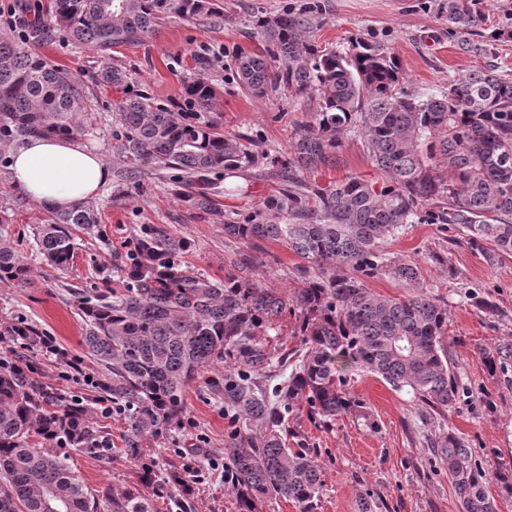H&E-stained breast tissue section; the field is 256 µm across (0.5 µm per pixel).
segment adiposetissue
Instances as JSON below:
<instances>
[{"mask_svg": "<svg viewBox=\"0 0 512 512\" xmlns=\"http://www.w3.org/2000/svg\"><path fill=\"white\" fill-rule=\"evenodd\" d=\"M11 184L37 203L66 210L91 197L110 177L101 156L66 137H29L11 154Z\"/></svg>", "mask_w": 512, "mask_h": 512, "instance_id": "1", "label": "adipose tissue"}]
</instances>
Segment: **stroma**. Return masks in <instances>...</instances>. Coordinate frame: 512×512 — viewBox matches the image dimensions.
Segmentation results:
<instances>
[{"label":"stroma","instance_id":"1","mask_svg":"<svg viewBox=\"0 0 512 512\" xmlns=\"http://www.w3.org/2000/svg\"><path fill=\"white\" fill-rule=\"evenodd\" d=\"M284 0H218V13L207 19L172 17L156 34L102 53L78 46L63 36L33 44L32 49L56 65L96 75L102 62L124 68L136 89L155 101L183 98L187 83L208 78L219 94L208 112L224 133L248 138L264 161L240 184H227L215 198L217 214L191 209L175 193L169 179L143 169L138 184L110 178L90 202L99 206L100 227L107 241L82 238L72 266L58 271L34 250L33 229L48 217L42 204L11 185L0 167V236L11 241L33 265L28 288L0 284V319L36 324L59 351L32 359L39 383L74 402L87 405L94 425L114 453L111 459L75 453L71 466L92 489L116 490L138 485L140 469L125 447V414L110 411V399L88 384L91 366L83 363L85 325L74 299L89 290L96 276H111L116 256L150 226L188 242L179 256L184 267L221 282L227 274L249 276L286 294L304 286L300 259L282 244L261 241L249 246L225 237L220 213H256L279 191L280 163L288 156L293 128L309 118L302 102L287 96L255 98L244 93L235 74V58L261 50L252 26L256 10L277 11ZM333 19L316 36L319 44H339L372 31L382 36L398 57L409 87L437 92L450 79L486 68L488 61L462 54L449 41L448 25L424 0H331ZM97 136L91 140L109 170L119 163L112 155V105L116 92L95 88ZM355 176L381 186L361 140H346L342 150L315 173L322 185ZM389 257L415 260L420 285L448 309L445 343L451 369L467 394L444 411L423 414L413 396L393 390L379 378L352 374L350 389L368 407L377 430L348 415L325 422L307 405L288 413L284 425L288 445L304 451L317 464L323 494L316 512H358L360 496H369L373 512H461L447 473L438 463L435 444L447 432L462 437L473 458L492 470L512 464V359L495 371L482 362L483 350L512 342V257L489 261L470 247L460 232L438 224H411L384 244ZM224 411V367L202 372L183 396L179 418L163 425L142 443L143 457L158 475L195 472L187 490L157 501V512H238L224 489V440L233 429Z\"/></svg>","mask_w":512,"mask_h":512}]
</instances>
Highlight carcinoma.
<instances>
[{
  "label": "carcinoma",
  "instance_id": "obj_1",
  "mask_svg": "<svg viewBox=\"0 0 512 512\" xmlns=\"http://www.w3.org/2000/svg\"><path fill=\"white\" fill-rule=\"evenodd\" d=\"M430 4L467 54L493 57L499 42L512 39V27L483 32L484 0ZM215 14L216 0H53L49 18L29 25L24 40L46 42L60 33L104 52L155 33L170 17ZM331 15V0H286L278 11L254 16L266 46L237 57L241 89L257 98L286 91L312 102L313 112L294 130L282 162L286 185L241 219L217 211L213 190L247 176L260 159L248 139L202 119L217 96L211 81L187 84L179 107L132 89L119 66L105 64L97 73L95 83L122 93L112 122V154L124 163L120 177L132 181L147 167L174 172V184L197 185L183 195L190 208L224 217L228 238L288 247L303 261L305 286L289 299L252 279L213 281L182 267L184 242L150 228L114 264L122 290L104 280L96 295L77 297L85 353L101 374L97 388L127 411L124 454L141 465V486L121 492L89 489L60 452L99 453L100 438L89 408L33 378L30 356L44 348V332L26 321H0V343L14 345L19 357L0 361V512H156L154 501L171 496L177 482L142 462L139 441L181 414L182 392L219 361L227 363L224 410L237 423L224 442V483L239 512H256L268 499L315 512L323 489L319 470L307 454L288 448L284 436L285 414L294 405L304 402L330 420L354 415L377 430L348 389L346 366L412 393L426 412L458 400L443 343L448 309L419 288L416 262L386 257L383 245L408 224H444L492 261L512 257V74L492 65L439 93H419L406 86L397 56L373 32L342 46L317 44L315 33ZM22 41L0 37V156L30 136L93 135V93L83 74ZM348 138L362 140L385 177L382 187L353 176L324 186L308 181ZM47 210L48 223L33 234L36 252L63 271L74 259L77 232L101 238L100 212L86 202ZM32 271L0 238V283L27 288ZM379 276L416 292L381 295L367 287ZM291 305L304 345L269 396L257 379L268 377L272 358L258 337L275 330ZM507 357L512 343L486 352L484 363L492 370ZM33 435L49 447L32 445ZM441 459L462 512H496L485 490L492 478L512 494V467L489 473L452 431Z\"/></svg>",
  "mask_w": 512,
  "mask_h": 512
}]
</instances>
